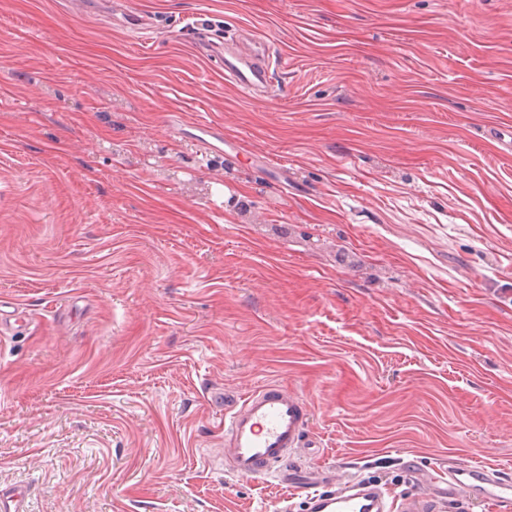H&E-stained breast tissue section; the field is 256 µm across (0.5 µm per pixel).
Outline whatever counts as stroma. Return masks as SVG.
<instances>
[{
  "mask_svg": "<svg viewBox=\"0 0 512 512\" xmlns=\"http://www.w3.org/2000/svg\"><path fill=\"white\" fill-rule=\"evenodd\" d=\"M203 28L262 35L267 94ZM511 132L512 0H0V486L304 512L225 464L210 392L271 384L303 467L512 474ZM261 44V37L256 36L250 53H241L222 42L210 46L212 55L224 63V75L249 99H256L268 84L264 57L258 51Z\"/></svg>",
  "mask_w": 512,
  "mask_h": 512,
  "instance_id": "obj_1",
  "label": "stroma"
}]
</instances>
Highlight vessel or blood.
<instances>
[{
  "instance_id": "b4317fda",
  "label": "vessel or blood",
  "mask_w": 512,
  "mask_h": 512,
  "mask_svg": "<svg viewBox=\"0 0 512 512\" xmlns=\"http://www.w3.org/2000/svg\"><path fill=\"white\" fill-rule=\"evenodd\" d=\"M214 57L224 74L247 98H257L268 84V71L259 51L247 53L216 43ZM309 424V411L295 392L266 385L246 397L224 419V445L232 471L241 477H271L305 492L307 512H443L447 502L475 497L495 507L512 505V477L479 465H449L442 487L393 497L379 486L356 477L343 486L315 476L299 475L289 460ZM0 512H27V492L21 487L0 489Z\"/></svg>"
}]
</instances>
